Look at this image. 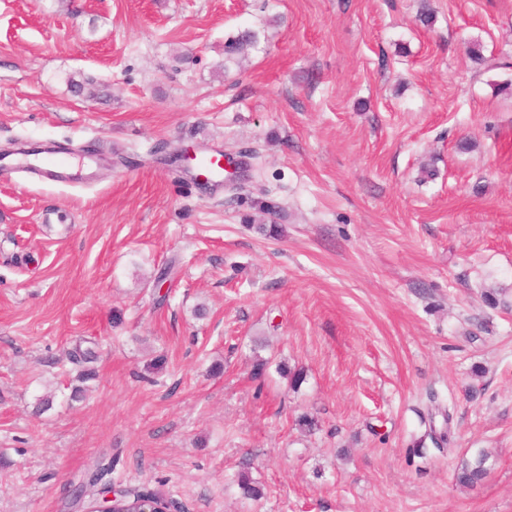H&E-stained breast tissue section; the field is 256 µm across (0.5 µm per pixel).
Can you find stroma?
<instances>
[{
  "label": "stroma",
  "instance_id": "obj_1",
  "mask_svg": "<svg viewBox=\"0 0 512 512\" xmlns=\"http://www.w3.org/2000/svg\"><path fill=\"white\" fill-rule=\"evenodd\" d=\"M421 1L0 0V154L99 149L0 176V512L99 470L183 512H512V0ZM185 146L261 174L201 188ZM258 42V32L253 30H245L239 33L236 37L228 40L225 50V66H228V63L237 64L238 61L236 55L244 53L247 49L252 48L258 44ZM42 152L44 163L40 173L48 181L68 184L89 177V171L93 166L92 160L83 163L81 170H76L75 167L68 163L66 159L67 151L61 145L50 149H43ZM83 171L85 172L84 174ZM491 455L481 450L471 459L463 460L456 473V481L465 486H475L488 474Z\"/></svg>",
  "mask_w": 512,
  "mask_h": 512
}]
</instances>
